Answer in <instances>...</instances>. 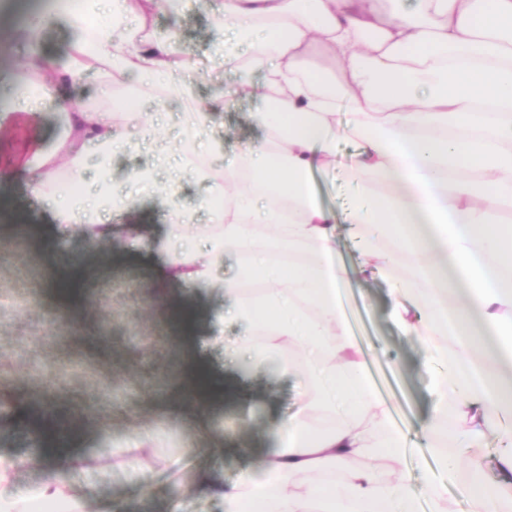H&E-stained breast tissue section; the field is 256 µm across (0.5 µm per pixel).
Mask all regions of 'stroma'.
Masks as SVG:
<instances>
[{
    "instance_id": "1",
    "label": "stroma",
    "mask_w": 512,
    "mask_h": 512,
    "mask_svg": "<svg viewBox=\"0 0 512 512\" xmlns=\"http://www.w3.org/2000/svg\"><path fill=\"white\" fill-rule=\"evenodd\" d=\"M157 34L177 30L179 48L193 63L198 103L215 90L232 84L233 74L212 62L215 41L213 16L200 0H188L179 18L159 14ZM100 77H92L75 94L79 103L112 108L116 97L134 101L135 111L156 114L154 124L128 129L131 151L112 163L115 188L128 186L134 172L151 169L157 186L169 180L158 160L183 142V112L179 104L159 109L155 97L133 79L114 81L107 95H99ZM263 102L238 100L220 124L202 130L194 150L203 154L213 140L224 143L219 164L241 156L256 144L262 131L254 120ZM56 122L49 112L19 123L0 136V167L13 168L35 146H49ZM356 146L337 137L335 163L313 171L308 182L314 200L335 212L336 262L348 273L340 290V306L353 336L366 352L368 388L391 409L389 431L418 428L431 413L434 366L425 344L414 333L398 328L392 318L393 299L378 277L360 278L364 260L354 225L347 222V205L354 187L348 167ZM167 205L152 197L140 210L143 244L132 249L87 248L82 234L68 247L51 243L53 217L29 197L23 177L0 184V292L35 298L37 308L0 307V355L13 365L15 389L7 406L0 407V457L15 461V482L5 495L26 502L28 490L61 463L62 448L80 449L84 466L75 471L76 483L92 486L85 512H168L179 500L181 512H224V503L197 486L199 473L223 469L225 477L255 469L273 428L298 408L300 375L272 367L229 371L224 346L214 342L215 319L225 303L221 283L187 290L182 284H162L155 275L154 242L167 231ZM78 266L90 302L70 296V286L58 272ZM138 334H131V327ZM200 379L231 381L235 392L217 397L198 413L212 433L202 440L194 422L178 424L158 434L151 445L138 447L132 439L137 427H149L179 409L176 393L160 390L161 382L185 368ZM69 423L44 431L32 422V402L40 394ZM454 446L429 455L421 448L401 450L397 471L410 476L417 490L414 512H475L479 503L464 470H448L444 463ZM446 485L443 500L427 492L429 483Z\"/></svg>"
}]
</instances>
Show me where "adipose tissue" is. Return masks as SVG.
<instances>
[{
	"label": "adipose tissue",
	"mask_w": 512,
	"mask_h": 512,
	"mask_svg": "<svg viewBox=\"0 0 512 512\" xmlns=\"http://www.w3.org/2000/svg\"><path fill=\"white\" fill-rule=\"evenodd\" d=\"M206 2L219 36L251 37L253 48L245 62L216 48L237 79L201 107L193 83L180 77L192 63L176 30L154 32L157 16L178 17L186 0H83L77 9L57 2L53 16L72 33L58 60L45 51L42 24L17 27L26 47L20 70L38 94L0 102V135L40 110L61 117L52 146L21 162L29 195L52 211L56 247L78 229L93 241L136 244L131 215L154 188L138 173L130 191L111 190L112 157L130 149L125 129L142 125L143 114L84 105L71 91L100 73L161 81L163 100L192 104V139L235 100L258 96L250 74L267 71L277 95L275 111L255 114L264 137L238 160L200 171L218 201L209 250L191 247L194 217L176 203V184L167 187L158 275L199 288L228 258L246 272L260 268L267 285L254 293L243 280L224 281L230 314L250 320L243 339L225 341L227 363L239 366L261 350L283 357L285 369L304 361L317 373L257 470L231 482L206 471L200 485L224 512H374L381 502L411 512L413 484L384 475L406 438L378 434L390 410L365 387L364 351L339 311L336 216L312 199L307 179L331 162L336 99L347 98L354 110L346 132L358 145L348 211L365 247L360 273L393 281L396 322L428 341L439 370L433 415L422 427L466 449L447 465H465L480 485L482 512H496L512 500V452L498 460V483L486 486L485 459L474 449L488 410L512 415V226L504 222L512 211V0H413L409 8L403 0ZM316 49L336 61V98L320 90L325 74L305 66ZM89 167L100 195L60 196L63 174ZM292 252L297 260L283 263ZM400 264L402 281L394 277ZM445 335L451 345L434 344ZM77 461L68 455L30 498L82 512L91 491L71 479ZM309 472L319 474L318 487L295 491L294 478Z\"/></svg>",
	"instance_id": "ef3b65f1"
}]
</instances>
